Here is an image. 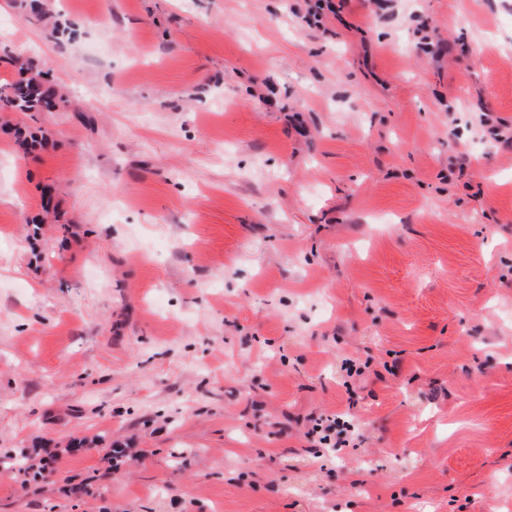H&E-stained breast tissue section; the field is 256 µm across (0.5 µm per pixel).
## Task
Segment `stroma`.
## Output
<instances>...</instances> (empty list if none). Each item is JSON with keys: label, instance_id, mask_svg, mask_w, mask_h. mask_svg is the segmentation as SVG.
Here are the masks:
<instances>
[{"label": "stroma", "instance_id": "1", "mask_svg": "<svg viewBox=\"0 0 512 512\" xmlns=\"http://www.w3.org/2000/svg\"><path fill=\"white\" fill-rule=\"evenodd\" d=\"M0 0V512H512V0ZM429 22L460 62L417 48ZM483 45L482 56L471 53ZM347 415L333 452L306 432ZM54 107V99L36 78L0 86L1 112H44Z\"/></svg>", "mask_w": 512, "mask_h": 512}]
</instances>
